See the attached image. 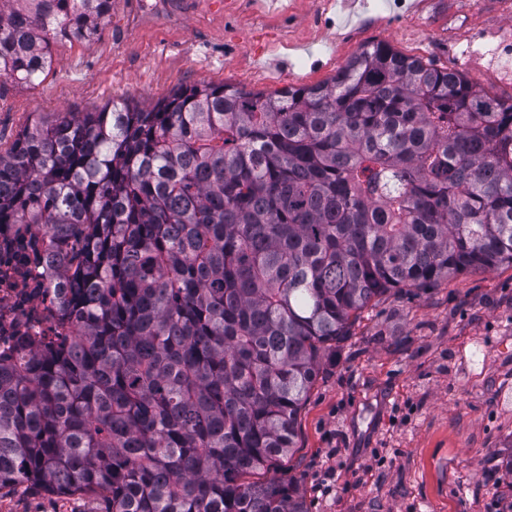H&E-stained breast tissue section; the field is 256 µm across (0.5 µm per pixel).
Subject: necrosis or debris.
Wrapping results in <instances>:
<instances>
[{"mask_svg":"<svg viewBox=\"0 0 512 512\" xmlns=\"http://www.w3.org/2000/svg\"><path fill=\"white\" fill-rule=\"evenodd\" d=\"M69 241L49 247L31 224L0 227V358L13 360L24 351L54 343L67 348L73 329L59 312L60 289L48 279L52 261L70 254Z\"/></svg>","mask_w":512,"mask_h":512,"instance_id":"obj_1","label":"necrosis or debris"}]
</instances>
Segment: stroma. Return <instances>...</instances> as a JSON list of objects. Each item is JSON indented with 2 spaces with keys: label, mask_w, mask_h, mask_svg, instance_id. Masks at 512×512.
<instances>
[{
  "label": "stroma",
  "mask_w": 512,
  "mask_h": 512,
  "mask_svg": "<svg viewBox=\"0 0 512 512\" xmlns=\"http://www.w3.org/2000/svg\"><path fill=\"white\" fill-rule=\"evenodd\" d=\"M512 0H112L97 35L62 40L38 86L0 82V152L59 112L153 109L178 88L270 93L331 80L369 43L462 72L497 98L512 76L463 48ZM310 512H512V265L393 292L326 355L273 472ZM90 494L18 486L0 512H103Z\"/></svg>",
  "instance_id": "35a3bbf8"
}]
</instances>
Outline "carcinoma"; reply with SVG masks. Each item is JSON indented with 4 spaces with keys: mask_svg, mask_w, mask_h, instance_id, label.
Masks as SVG:
<instances>
[{
    "mask_svg": "<svg viewBox=\"0 0 512 512\" xmlns=\"http://www.w3.org/2000/svg\"><path fill=\"white\" fill-rule=\"evenodd\" d=\"M112 0H4L0 78L34 85ZM71 239L67 350L0 361V489L106 512H308L276 478L324 353L373 301L512 264V100L371 44L329 82L180 88L36 122L0 226Z\"/></svg>",
    "mask_w": 512,
    "mask_h": 512,
    "instance_id": "carcinoma-1",
    "label": "carcinoma"
}]
</instances>
